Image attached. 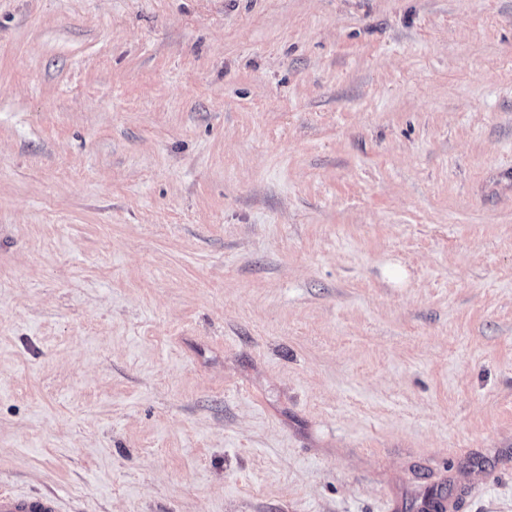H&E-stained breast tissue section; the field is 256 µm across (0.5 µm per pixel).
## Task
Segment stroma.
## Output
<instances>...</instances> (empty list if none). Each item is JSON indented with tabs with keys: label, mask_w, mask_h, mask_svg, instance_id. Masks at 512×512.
Instances as JSON below:
<instances>
[{
	"label": "stroma",
	"mask_w": 512,
	"mask_h": 512,
	"mask_svg": "<svg viewBox=\"0 0 512 512\" xmlns=\"http://www.w3.org/2000/svg\"><path fill=\"white\" fill-rule=\"evenodd\" d=\"M512 512V0H0V489Z\"/></svg>",
	"instance_id": "1"
}]
</instances>
